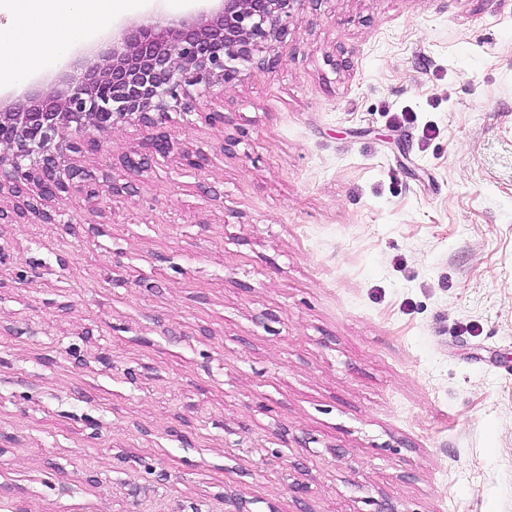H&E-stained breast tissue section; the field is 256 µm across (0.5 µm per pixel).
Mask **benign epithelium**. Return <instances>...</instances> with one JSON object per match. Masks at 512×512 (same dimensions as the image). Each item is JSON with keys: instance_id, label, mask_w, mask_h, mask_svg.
I'll use <instances>...</instances> for the list:
<instances>
[{"instance_id": "1", "label": "benign epithelium", "mask_w": 512, "mask_h": 512, "mask_svg": "<svg viewBox=\"0 0 512 512\" xmlns=\"http://www.w3.org/2000/svg\"><path fill=\"white\" fill-rule=\"evenodd\" d=\"M193 15L165 24L131 23L112 31L94 59L73 56L64 88L27 89L0 110V194L35 188L40 198L66 191L79 176L72 135L89 138L126 126L148 131V148L166 157L169 113L193 114L189 88L207 93L241 78V66L276 50L286 21L303 0H199ZM118 192L113 180L91 182L89 200Z\"/></svg>"}]
</instances>
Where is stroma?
I'll return each mask as SVG.
<instances>
[{
    "label": "stroma",
    "mask_w": 512,
    "mask_h": 512,
    "mask_svg": "<svg viewBox=\"0 0 512 512\" xmlns=\"http://www.w3.org/2000/svg\"><path fill=\"white\" fill-rule=\"evenodd\" d=\"M287 26L0 223V512H512V0Z\"/></svg>",
    "instance_id": "obj_1"
}]
</instances>
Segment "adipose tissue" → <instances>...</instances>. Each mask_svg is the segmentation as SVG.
Returning a JSON list of instances; mask_svg holds the SVG:
<instances>
[{
	"label": "adipose tissue",
	"mask_w": 512,
	"mask_h": 512,
	"mask_svg": "<svg viewBox=\"0 0 512 512\" xmlns=\"http://www.w3.org/2000/svg\"><path fill=\"white\" fill-rule=\"evenodd\" d=\"M149 0H0V75L13 87L34 76L30 59H60L90 42L122 15L145 12Z\"/></svg>",
	"instance_id": "ef3b65f1"
}]
</instances>
